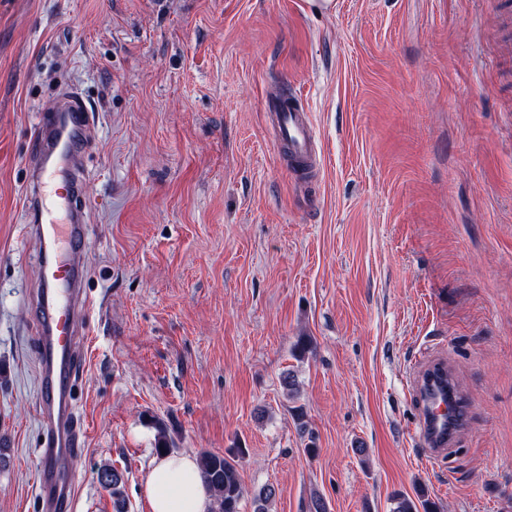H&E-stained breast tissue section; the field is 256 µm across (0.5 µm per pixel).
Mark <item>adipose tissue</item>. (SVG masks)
<instances>
[{
    "instance_id": "adipose-tissue-1",
    "label": "adipose tissue",
    "mask_w": 512,
    "mask_h": 512,
    "mask_svg": "<svg viewBox=\"0 0 512 512\" xmlns=\"http://www.w3.org/2000/svg\"><path fill=\"white\" fill-rule=\"evenodd\" d=\"M151 512H211L212 498L195 456L168 453L152 458L144 484Z\"/></svg>"
}]
</instances>
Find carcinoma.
<instances>
[{"mask_svg": "<svg viewBox=\"0 0 512 512\" xmlns=\"http://www.w3.org/2000/svg\"><path fill=\"white\" fill-rule=\"evenodd\" d=\"M245 454L242 448L232 454L203 451L199 456V467L204 482L213 495L212 512H242L246 490L241 482L235 457ZM99 484L112 494L115 512H126L124 475L113 468L98 470ZM392 512H434L433 504L425 495L412 499L404 494L394 496Z\"/></svg>", "mask_w": 512, "mask_h": 512, "instance_id": "obj_1", "label": "carcinoma"}]
</instances>
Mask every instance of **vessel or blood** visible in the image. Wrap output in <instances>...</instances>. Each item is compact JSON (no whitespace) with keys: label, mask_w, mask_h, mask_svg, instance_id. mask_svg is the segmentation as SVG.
Listing matches in <instances>:
<instances>
[{"label":"vessel or blood","mask_w":512,"mask_h":512,"mask_svg":"<svg viewBox=\"0 0 512 512\" xmlns=\"http://www.w3.org/2000/svg\"><path fill=\"white\" fill-rule=\"evenodd\" d=\"M274 136L295 159L315 152L312 124L302 106L269 113ZM94 115L75 90L58 99L54 112L37 126L27 193L26 236L40 247L39 290L35 304L40 381L38 420L43 440L36 488L46 512H74L78 478L68 460L84 447V430L74 405L78 374V323L88 307L80 260L87 241L90 211L82 192L80 164ZM419 405L414 437L433 458L458 446L469 424V405L447 354L420 362L409 378Z\"/></svg>","instance_id":"1"}]
</instances>
